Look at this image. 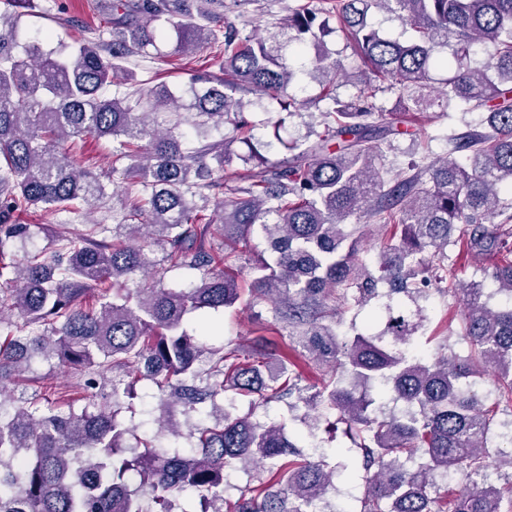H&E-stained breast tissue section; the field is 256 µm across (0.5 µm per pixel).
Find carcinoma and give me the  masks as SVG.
<instances>
[{"label":"carcinoma","instance_id":"1","mask_svg":"<svg viewBox=\"0 0 512 512\" xmlns=\"http://www.w3.org/2000/svg\"><path fill=\"white\" fill-rule=\"evenodd\" d=\"M28 8L5 0L0 10V512H327L336 470L305 456L284 424L253 419L258 407L286 399L308 410L311 429L317 405L336 413L332 425H343L360 457V512H444L440 484L451 471L463 476L451 512H512V480L488 482L490 468H512V450L488 451L497 409L512 410V260L460 289L466 354L423 356L419 343L423 303L447 282L448 253H499L512 238L504 198L512 193V0H322L294 10L288 28L299 51L329 33L320 12L353 42L368 73L351 102L332 95L348 78L341 61L322 55L304 72L228 21L217 34L209 23L224 0H96L111 39L94 30L69 44L33 40L17 53ZM381 12L416 38L387 37L369 21ZM162 20L174 52L208 45L222 56L219 72L195 73L183 89L128 80L125 63L158 52ZM478 47L487 62L476 60ZM447 65L446 92L428 94L431 72ZM302 74L324 83L333 107L321 113L317 140L291 144L288 159L272 162L245 135L243 97L279 102L286 116L272 129L280 142L286 118L305 108L288 93ZM110 80L127 82L122 95L104 94ZM389 90L407 112H445L453 102L485 112L487 128L450 135L448 155L391 176L370 146L403 134L372 122V98ZM184 124L219 137L190 139ZM86 136L112 142L104 181L64 151ZM237 142L248 150L245 176H214L210 162L229 164ZM109 197L112 223L57 232L49 253L27 248L44 225L19 224L20 215L80 218ZM369 213L393 229L378 277L355 259L346 225ZM256 233L266 254L251 263L248 288L272 303L273 320L260 325L244 363L235 341L211 348L184 320L240 300L237 244ZM219 236L221 257L212 244ZM6 240L19 253L5 252ZM427 254L441 264L426 265ZM173 269L196 281L166 287ZM136 276L144 283L125 287ZM495 295L507 303L490 306ZM90 296L97 305L86 304ZM374 299L381 329L340 338L337 309ZM284 329L288 339L275 340ZM298 347L327 368L321 388L291 369ZM34 363L49 373L28 376ZM62 369L76 381L51 383ZM490 373L492 408L475 389ZM142 379L155 385L161 411L151 438L121 416ZM6 380H27L33 392L18 401ZM178 411L191 422L188 452L177 442ZM257 467L266 475L224 510L229 473Z\"/></svg>","mask_w":512,"mask_h":512}]
</instances>
